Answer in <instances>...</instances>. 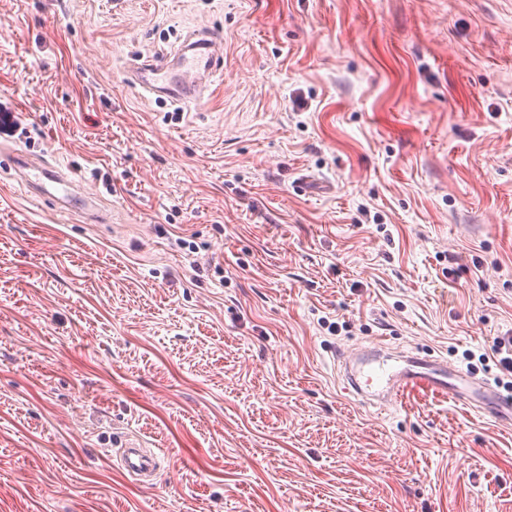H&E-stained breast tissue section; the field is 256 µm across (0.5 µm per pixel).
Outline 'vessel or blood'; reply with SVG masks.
<instances>
[{"label":"vessel or blood","instance_id":"b4317fda","mask_svg":"<svg viewBox=\"0 0 512 512\" xmlns=\"http://www.w3.org/2000/svg\"><path fill=\"white\" fill-rule=\"evenodd\" d=\"M219 42L217 34L208 33L176 54L132 61L126 67L127 78L142 92L158 98L180 104L200 100L222 72V58L216 52ZM334 358L342 363L348 392L364 403L393 405L406 391L424 388L473 406L496 421L512 420V398L496 394L486 382L442 360L396 354L382 346L348 359L338 352ZM115 459L122 472L146 484L157 478L165 462L156 449L134 443L117 449Z\"/></svg>","mask_w":512,"mask_h":512}]
</instances>
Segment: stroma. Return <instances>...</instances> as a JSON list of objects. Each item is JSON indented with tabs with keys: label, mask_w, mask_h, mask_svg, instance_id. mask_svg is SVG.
<instances>
[{
	"label": "stroma",
	"mask_w": 512,
	"mask_h": 512,
	"mask_svg": "<svg viewBox=\"0 0 512 512\" xmlns=\"http://www.w3.org/2000/svg\"><path fill=\"white\" fill-rule=\"evenodd\" d=\"M208 31L196 104L128 82ZM2 107L0 512H512V424L331 358L512 335V0H0ZM54 167L48 166V167H34V170L38 171L39 174H34L35 180L32 179H26V186L32 190H38L39 194L50 199L54 205L59 208L60 202L59 199L52 193L42 189V185L40 184L41 177H44L46 179H49L61 186L64 187H70L73 185L72 182L65 181L61 178V176L57 175L55 171H53ZM118 448L115 459L118 468L135 480L151 484L163 468L165 456L157 448H142L136 443H126Z\"/></svg>",
	"instance_id": "obj_1"
}]
</instances>
